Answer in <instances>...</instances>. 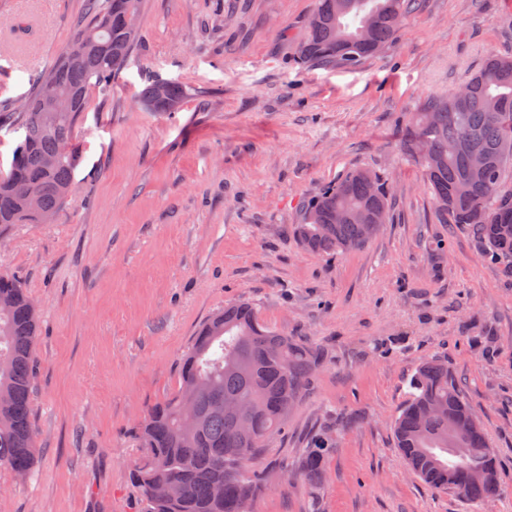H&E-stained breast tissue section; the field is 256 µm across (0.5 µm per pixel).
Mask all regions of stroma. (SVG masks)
I'll return each mask as SVG.
<instances>
[{"label":"stroma","mask_w":512,"mask_h":512,"mask_svg":"<svg viewBox=\"0 0 512 512\" xmlns=\"http://www.w3.org/2000/svg\"><path fill=\"white\" fill-rule=\"evenodd\" d=\"M88 0H0V112L17 111L87 23ZM315 0H142L140 37L74 131L72 193L50 224L0 238V273L37 310L30 476L0 468V512H139L137 426L177 391L200 326L252 302L322 355L254 465V512H309L296 467L313 433L335 450L321 512H512V276L458 224H441L404 151L430 97L488 54L512 57V0H420L354 70L296 62ZM183 86L171 112L139 97ZM354 168L383 173L386 224L363 249L314 255L303 201ZM490 336L492 355L472 343ZM447 360L498 457L479 505L410 474L390 422L421 360Z\"/></svg>","instance_id":"obj_1"}]
</instances>
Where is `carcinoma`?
Instances as JSON below:
<instances>
[{
    "label": "carcinoma",
    "mask_w": 512,
    "mask_h": 512,
    "mask_svg": "<svg viewBox=\"0 0 512 512\" xmlns=\"http://www.w3.org/2000/svg\"><path fill=\"white\" fill-rule=\"evenodd\" d=\"M415 6L412 0H316L298 62L352 69L379 53ZM92 21L79 29L40 89L25 99L24 138L9 168L0 171V235L15 224H43L56 216L74 183L78 155L72 138L89 92L106 91L127 60L138 31L128 19L140 0H92ZM149 84L140 97L148 111H170L184 88ZM54 94L68 109L49 107ZM56 133H44L46 123ZM458 147L448 150V143ZM433 198L439 222L461 224L481 243L484 256L512 273V57L488 55L462 88L426 100L404 143ZM55 162L50 164L48 159ZM39 196L30 208L15 188ZM390 187L379 173L349 170L302 206L294 231L310 253L333 255L364 247L386 223ZM36 311L26 288L0 274V467L26 477L33 468L32 420ZM321 354L311 345L267 329L252 303L242 301L206 322L182 362L180 386L155 404L140 427L142 457L132 471L141 512H238L241 499L264 483L250 461L280 431L299 401ZM409 396L391 423L406 468L432 489L477 505L501 488L494 449L463 396L448 362L426 359L408 378ZM240 397L242 413L220 402ZM195 403L185 418L181 403ZM333 446L320 433L303 456L296 478L315 493ZM483 472L478 478L474 470ZM176 490L172 500L152 492Z\"/></svg>",
    "instance_id": "1"
}]
</instances>
